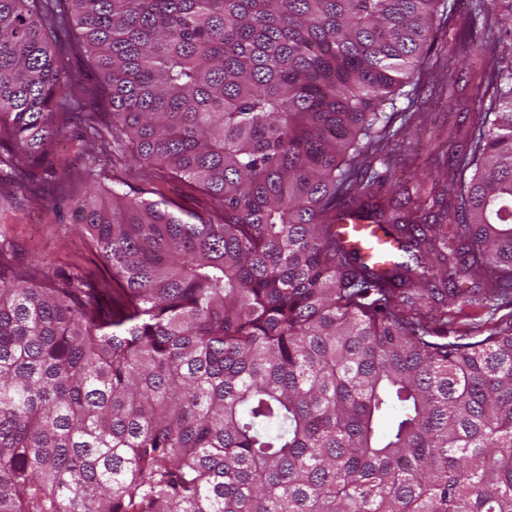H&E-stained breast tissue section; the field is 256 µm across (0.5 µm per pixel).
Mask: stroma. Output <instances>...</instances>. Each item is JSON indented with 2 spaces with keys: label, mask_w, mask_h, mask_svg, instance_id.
<instances>
[{
  "label": "stroma",
  "mask_w": 512,
  "mask_h": 512,
  "mask_svg": "<svg viewBox=\"0 0 512 512\" xmlns=\"http://www.w3.org/2000/svg\"><path fill=\"white\" fill-rule=\"evenodd\" d=\"M449 2L454 6L452 20L437 16L428 58L412 82L384 108L383 117L393 135L376 142L366 155L369 171L363 181L364 199L390 202L409 212L413 206L407 194L417 184L440 194L448 191L444 172L466 147L464 134L474 109L471 74L449 71L447 59L456 37L471 33L469 19L475 0ZM98 154L94 143L81 140L74 132L50 150L36 170L45 195L25 193L9 183L0 185V241L21 262L37 264L53 274L76 272L100 288L111 281V270L75 224L69 207L57 213L47 208L49 198L63 200L86 192L83 167ZM118 180L136 189L152 186L158 196L202 217L212 213L210 197L197 186L170 177L161 168L145 171L141 162L116 151L100 173V195H107Z\"/></svg>",
  "instance_id": "stroma-1"
}]
</instances>
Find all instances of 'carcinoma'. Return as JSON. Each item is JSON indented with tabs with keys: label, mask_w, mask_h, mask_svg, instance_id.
<instances>
[{
	"label": "carcinoma",
	"mask_w": 512,
	"mask_h": 512,
	"mask_svg": "<svg viewBox=\"0 0 512 512\" xmlns=\"http://www.w3.org/2000/svg\"><path fill=\"white\" fill-rule=\"evenodd\" d=\"M442 7L0 0V180L36 191L76 124L215 204L122 182L106 202L86 165L73 216L110 288L0 242V512H512V317L450 341L446 310L461 278L512 305V51L474 83L446 223L361 200ZM470 27L512 37V0H477ZM75 30L87 94L56 50ZM347 218L396 243L389 267L345 247Z\"/></svg>",
	"instance_id": "cac0c4a2"
}]
</instances>
